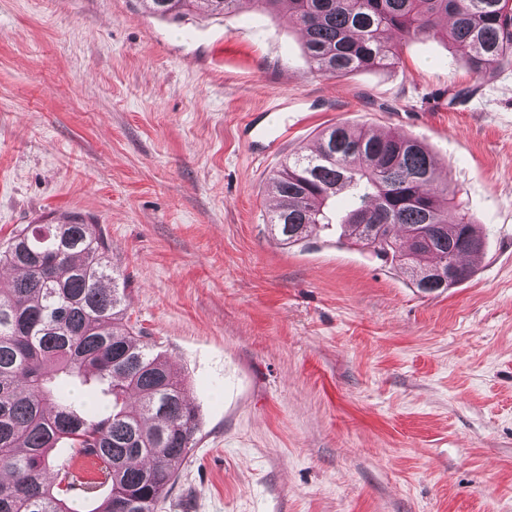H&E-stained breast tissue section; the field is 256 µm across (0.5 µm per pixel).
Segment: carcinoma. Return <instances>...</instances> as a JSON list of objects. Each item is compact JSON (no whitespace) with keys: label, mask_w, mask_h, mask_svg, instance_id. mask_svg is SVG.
<instances>
[{"label":"carcinoma","mask_w":512,"mask_h":512,"mask_svg":"<svg viewBox=\"0 0 512 512\" xmlns=\"http://www.w3.org/2000/svg\"><path fill=\"white\" fill-rule=\"evenodd\" d=\"M196 0H142L154 15L181 17ZM213 15L288 5L315 72L336 77L394 65L392 36L444 37L459 48L479 80L512 57V0H204ZM275 206L273 237L294 245L320 224L349 228L376 257L398 263L424 293L443 292L474 274L464 254L478 257L485 238L436 180L435 161L419 139L337 123L316 148L288 156L268 178ZM350 200L337 219L328 202ZM402 237L392 235L394 227ZM408 251L422 269L453 268L421 277L406 266ZM0 265L20 271L0 279V512H157L194 445L198 414L182 377L131 324L126 279L108 260L96 225L60 215L28 224L0 252ZM101 387L111 405L98 412L70 393L74 383ZM97 467L96 481L61 482L45 474L54 449Z\"/></svg>","instance_id":"cac0c4a2"}]
</instances>
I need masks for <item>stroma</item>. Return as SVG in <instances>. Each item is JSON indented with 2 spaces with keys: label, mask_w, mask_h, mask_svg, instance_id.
Segmentation results:
<instances>
[{
  "label": "stroma",
  "mask_w": 512,
  "mask_h": 512,
  "mask_svg": "<svg viewBox=\"0 0 512 512\" xmlns=\"http://www.w3.org/2000/svg\"><path fill=\"white\" fill-rule=\"evenodd\" d=\"M397 44L322 77L284 12L0 0V249L97 225L197 408L157 512H512V60L452 104L461 54ZM278 104L296 128L259 154ZM340 122L428 145L485 235L471 280L421 293L336 224L273 238L269 175Z\"/></svg>",
  "instance_id": "35a3bbf8"
}]
</instances>
